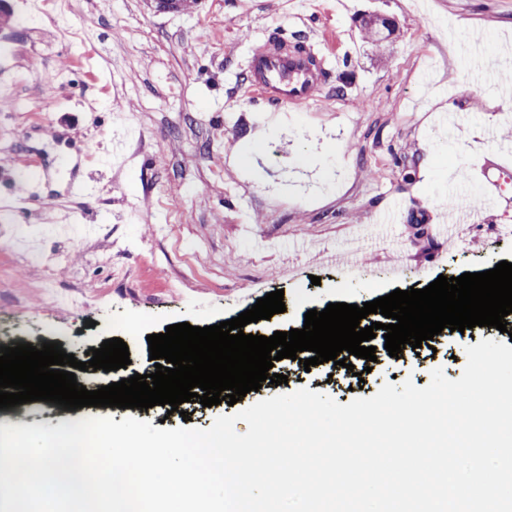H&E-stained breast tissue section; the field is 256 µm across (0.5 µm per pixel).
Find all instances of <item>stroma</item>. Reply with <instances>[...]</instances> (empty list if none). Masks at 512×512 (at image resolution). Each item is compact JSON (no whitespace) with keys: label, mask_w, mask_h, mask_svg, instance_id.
<instances>
[{"label":"stroma","mask_w":512,"mask_h":512,"mask_svg":"<svg viewBox=\"0 0 512 512\" xmlns=\"http://www.w3.org/2000/svg\"><path fill=\"white\" fill-rule=\"evenodd\" d=\"M28 2L0 0V52L10 75L25 79L0 90V117L27 106L49 121L0 153V204L17 205L11 226H0V346L42 344L49 327L81 359L95 339L119 338L138 368L148 335L232 319L278 289L286 310L258 334L302 328L308 310L330 303L360 305L512 263V185L496 186L479 166L512 151L503 89L512 82V0H202L193 15L156 12L154 0H72L61 27L46 10L24 23ZM381 18L392 30L369 38ZM270 27L340 57L331 89L276 112L253 98L243 62L250 39ZM88 37L101 50L92 79L72 60ZM117 113L132 132L123 164L109 167ZM27 157L46 172L33 200L20 193ZM78 172L97 177L95 196L71 191ZM453 194L485 211L451 246L435 226ZM396 199L398 221L360 254L368 276L342 278L322 263V252L343 249ZM74 214L101 230L88 242L96 260L74 257L54 271L56 289L79 300L71 307L49 299L40 272L5 242L16 224L41 250L67 251L49 228ZM115 261L128 278H112ZM507 322L503 332L443 330L401 361L383 356L359 389L327 380L322 365L288 388L344 405L392 380L425 387L436 368L455 380L464 370L457 339L512 347V314ZM278 392L266 381L233 407L192 405L190 425L209 428Z\"/></svg>","instance_id":"stroma-1"}]
</instances>
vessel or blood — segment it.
<instances>
[{"label": "vessel or blood", "mask_w": 512, "mask_h": 512, "mask_svg": "<svg viewBox=\"0 0 512 512\" xmlns=\"http://www.w3.org/2000/svg\"><path fill=\"white\" fill-rule=\"evenodd\" d=\"M332 73L328 60L307 41L288 40L276 27L256 39L247 53L248 87L258 100L271 105L307 104L327 87ZM479 211L475 204L449 207L448 221L438 225V235H453L458 225L475 222Z\"/></svg>", "instance_id": "vessel-or-blood-1"}]
</instances>
